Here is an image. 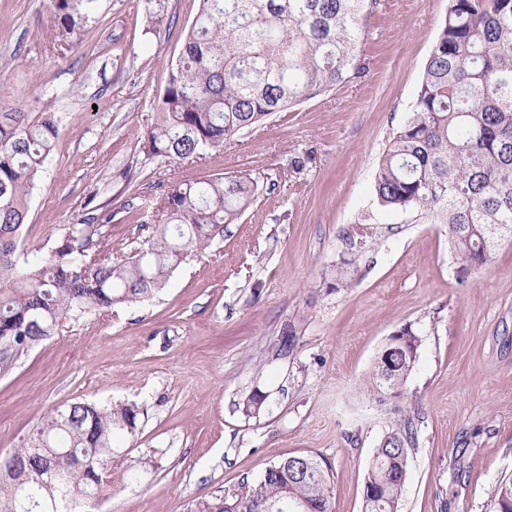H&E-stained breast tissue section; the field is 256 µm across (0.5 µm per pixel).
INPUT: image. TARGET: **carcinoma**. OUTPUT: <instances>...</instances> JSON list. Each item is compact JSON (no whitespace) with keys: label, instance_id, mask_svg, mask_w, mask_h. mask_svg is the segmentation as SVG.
Masks as SVG:
<instances>
[{"label":"carcinoma","instance_id":"cac0c4a2","mask_svg":"<svg viewBox=\"0 0 512 512\" xmlns=\"http://www.w3.org/2000/svg\"><path fill=\"white\" fill-rule=\"evenodd\" d=\"M180 58L144 136L145 160L194 164L269 117L349 83L363 70L362 21L378 0H199ZM95 0H50L59 36L96 21ZM60 117L0 112V375L59 334L69 320L150 299L176 268L224 233L254 201L249 173L173 181L144 198L151 235L128 252L106 239L112 215L89 212L48 250L23 248L30 194L58 138ZM380 206L446 224L466 273L489 266L512 238V0H448L416 101L389 140L375 174ZM396 356L379 365L371 395L404 389L414 369ZM140 408L76 401L43 417L28 445L0 456V512H79L107 484L117 433H134ZM419 416L403 414L383 433L366 483L378 487L365 512H399ZM269 466L255 483L224 496L216 512H332L329 474L305 457ZM489 512H512V478L489 493Z\"/></svg>","mask_w":512,"mask_h":512}]
</instances>
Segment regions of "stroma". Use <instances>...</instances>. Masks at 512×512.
Returning a JSON list of instances; mask_svg holds the SVG:
<instances>
[{
    "label": "stroma",
    "mask_w": 512,
    "mask_h": 512,
    "mask_svg": "<svg viewBox=\"0 0 512 512\" xmlns=\"http://www.w3.org/2000/svg\"><path fill=\"white\" fill-rule=\"evenodd\" d=\"M448 0H380L359 78L276 114L198 166L145 164L144 135L197 0H96L80 46L52 45L49 0H0V110L55 112L56 146L30 198L27 248L50 246L86 203L128 249L141 198L170 182L249 171L257 201L150 302L68 325L0 376V454L74 401L136 404L89 512H200L274 462H327L334 512H363L368 466L399 414L420 410L400 512H488L512 476V240L463 275L444 224L381 207L374 176L415 102ZM310 154L301 172L291 157ZM353 260L347 284L336 267ZM418 358L396 403L364 381L389 336ZM261 394V409L242 402ZM137 479H129L128 467Z\"/></svg>",
    "instance_id": "obj_1"
}]
</instances>
